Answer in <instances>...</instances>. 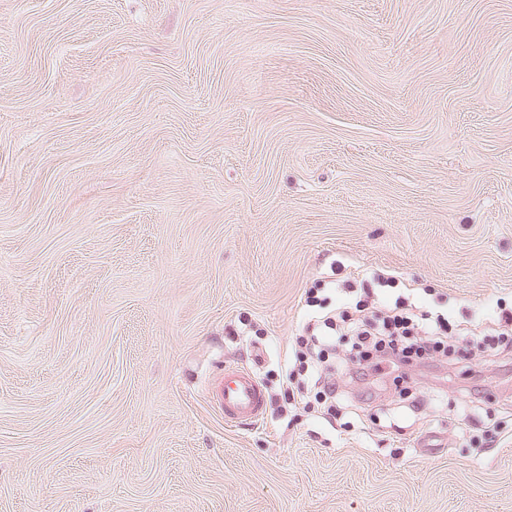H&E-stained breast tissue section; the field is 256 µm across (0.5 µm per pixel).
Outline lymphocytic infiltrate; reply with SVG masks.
Listing matches in <instances>:
<instances>
[{"instance_id": "obj_1", "label": "lymphocytic infiltrate", "mask_w": 512, "mask_h": 512, "mask_svg": "<svg viewBox=\"0 0 512 512\" xmlns=\"http://www.w3.org/2000/svg\"><path fill=\"white\" fill-rule=\"evenodd\" d=\"M444 315L417 312L414 303L400 297L394 303L344 298L334 308L314 313L297 338L296 359L307 362V371L317 389L316 400L334 412L340 396L338 375L368 383L384 369L405 371L434 357L445 348ZM352 336L353 352L336 355V339Z\"/></svg>"}]
</instances>
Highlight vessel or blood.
<instances>
[{
  "label": "vessel or blood",
  "mask_w": 512,
  "mask_h": 512,
  "mask_svg": "<svg viewBox=\"0 0 512 512\" xmlns=\"http://www.w3.org/2000/svg\"><path fill=\"white\" fill-rule=\"evenodd\" d=\"M213 397L224 413L225 423L256 422L263 416L266 393L251 372H226L215 385Z\"/></svg>",
  "instance_id": "obj_1"
}]
</instances>
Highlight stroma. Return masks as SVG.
<instances>
[{"instance_id":"1","label":"stroma","mask_w":512,"mask_h":512,"mask_svg":"<svg viewBox=\"0 0 512 512\" xmlns=\"http://www.w3.org/2000/svg\"><path fill=\"white\" fill-rule=\"evenodd\" d=\"M348 281L512 309V0H0V512H512V354L292 400ZM213 397L224 412L225 423L257 422L263 417L266 393L249 371L226 372L215 385Z\"/></svg>"}]
</instances>
